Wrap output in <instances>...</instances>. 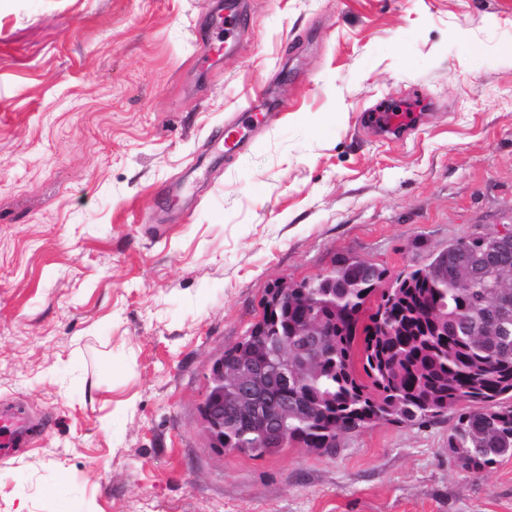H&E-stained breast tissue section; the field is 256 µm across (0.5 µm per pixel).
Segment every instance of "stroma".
<instances>
[{"instance_id": "obj_1", "label": "stroma", "mask_w": 512, "mask_h": 512, "mask_svg": "<svg viewBox=\"0 0 512 512\" xmlns=\"http://www.w3.org/2000/svg\"><path fill=\"white\" fill-rule=\"evenodd\" d=\"M223 2L0 0V512H512L449 416L255 459L199 414L279 283L512 227V0H245L216 63ZM242 116H244L243 120H240L235 124H226L224 127V135L219 134L216 137V143H220L223 139V147L225 152H229L238 148L244 141V136L242 134V129L246 127V125L252 123L265 122L266 124L271 123L276 114L272 112L266 113H252V112H243ZM36 438V431L23 418L15 416L6 422L0 418V455L24 451Z\"/></svg>"}]
</instances>
